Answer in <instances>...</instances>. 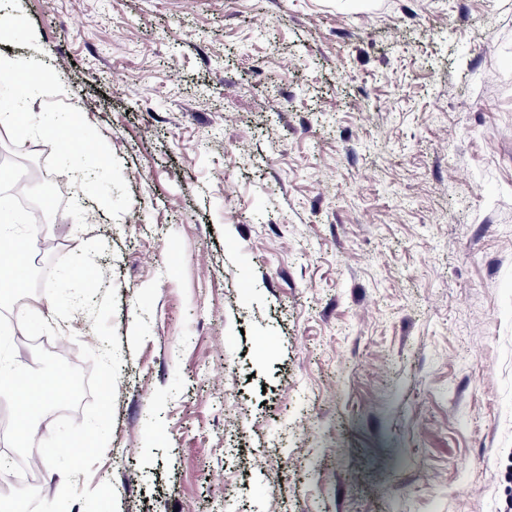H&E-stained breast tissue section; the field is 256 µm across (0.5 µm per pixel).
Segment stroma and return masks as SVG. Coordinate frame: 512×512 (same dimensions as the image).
I'll return each instance as SVG.
<instances>
[{
    "instance_id": "35a3bbf8",
    "label": "stroma",
    "mask_w": 512,
    "mask_h": 512,
    "mask_svg": "<svg viewBox=\"0 0 512 512\" xmlns=\"http://www.w3.org/2000/svg\"><path fill=\"white\" fill-rule=\"evenodd\" d=\"M0 152L102 239L119 512L512 502V0H11ZM69 121L74 178L51 123ZM33 70H43L36 59H24L0 55V83L18 85Z\"/></svg>"
}]
</instances>
